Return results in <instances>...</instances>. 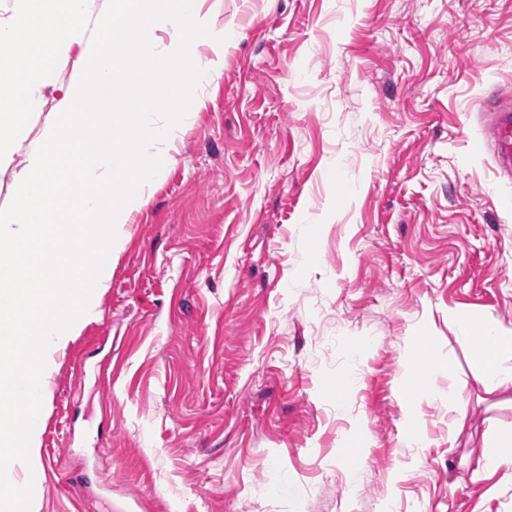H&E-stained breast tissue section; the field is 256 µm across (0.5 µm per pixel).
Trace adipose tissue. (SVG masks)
Returning <instances> with one entry per match:
<instances>
[{
  "mask_svg": "<svg viewBox=\"0 0 512 512\" xmlns=\"http://www.w3.org/2000/svg\"><path fill=\"white\" fill-rule=\"evenodd\" d=\"M457 333L461 341L476 345L475 360L479 366V382L486 391L495 392L512 388V329L496 323H477L468 317H458ZM413 349L424 357L421 369L415 370L411 383L404 389L403 398L407 406L418 401H440L447 403L452 418L450 426L454 432H463L468 423V414L459 399L456 385L440 390V377L455 376L456 366L452 359L434 355L433 344L427 337L415 338Z\"/></svg>",
  "mask_w": 512,
  "mask_h": 512,
  "instance_id": "obj_1",
  "label": "adipose tissue"
}]
</instances>
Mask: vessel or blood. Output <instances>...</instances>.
Returning <instances> with one entry per match:
<instances>
[{
  "mask_svg": "<svg viewBox=\"0 0 512 512\" xmlns=\"http://www.w3.org/2000/svg\"><path fill=\"white\" fill-rule=\"evenodd\" d=\"M480 112L486 118V128L498 168L512 172V91L500 85H489L481 97Z\"/></svg>",
  "mask_w": 512,
  "mask_h": 512,
  "instance_id": "obj_1",
  "label": "vessel or blood"
}]
</instances>
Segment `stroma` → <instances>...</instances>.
<instances>
[{
  "mask_svg": "<svg viewBox=\"0 0 512 512\" xmlns=\"http://www.w3.org/2000/svg\"><path fill=\"white\" fill-rule=\"evenodd\" d=\"M203 10L224 65L55 356L32 512H512V464L476 472L512 389L485 392L454 320L512 328V182L470 151L485 87L512 88V0ZM420 334L456 363L458 436L402 400Z\"/></svg>",
  "mask_w": 512,
  "mask_h": 512,
  "instance_id": "1",
  "label": "stroma"
}]
</instances>
